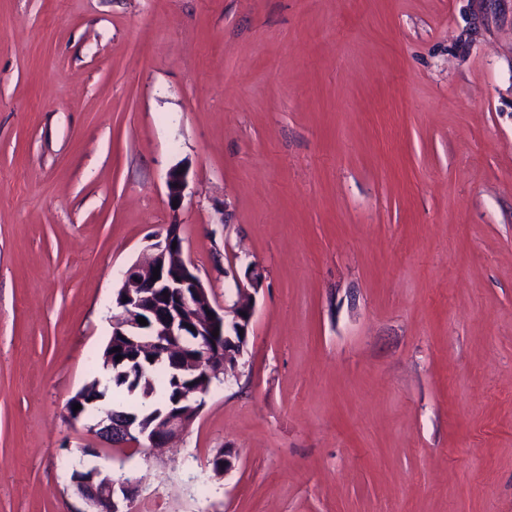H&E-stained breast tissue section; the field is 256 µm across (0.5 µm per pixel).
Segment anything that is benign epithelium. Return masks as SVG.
Returning <instances> with one entry per match:
<instances>
[{
    "label": "benign epithelium",
    "instance_id": "benign-epithelium-1",
    "mask_svg": "<svg viewBox=\"0 0 512 512\" xmlns=\"http://www.w3.org/2000/svg\"><path fill=\"white\" fill-rule=\"evenodd\" d=\"M188 181V170L176 166L166 180L170 201L182 200ZM160 268L158 279L153 270ZM246 281L235 279L237 300L231 306L212 302L211 292L199 276L192 260L185 255L179 225L170 224L163 239L150 247L143 260L131 265L123 275L116 304L121 314L112 316V335L123 336L136 344L153 360L156 368L190 367L204 375L183 390L177 402L162 413L153 415L149 425H138L129 413L112 417V410L97 409L91 431L114 448H158L166 445L195 421L192 408L201 403L214 378L224 374L237 362L244 346L236 337L249 336L254 313L251 291L259 288L263 270L249 267ZM146 319L142 325L138 318ZM218 332L213 336L212 332ZM99 399L80 389L69 399L66 412L82 418ZM81 409L73 411V405ZM72 482L81 497L102 512H122L120 501L134 496L135 481L112 479L105 468L92 465L84 474H76Z\"/></svg>",
    "mask_w": 512,
    "mask_h": 512
}]
</instances>
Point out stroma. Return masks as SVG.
Masks as SVG:
<instances>
[{"label": "stroma", "instance_id": "stroma-1", "mask_svg": "<svg viewBox=\"0 0 512 512\" xmlns=\"http://www.w3.org/2000/svg\"><path fill=\"white\" fill-rule=\"evenodd\" d=\"M171 224L264 280L126 512H512V0H0V512L81 504L65 405ZM188 181V170L182 166H176L169 170L166 180L168 197L171 202L182 200L183 192Z\"/></svg>", "mask_w": 512, "mask_h": 512}]
</instances>
